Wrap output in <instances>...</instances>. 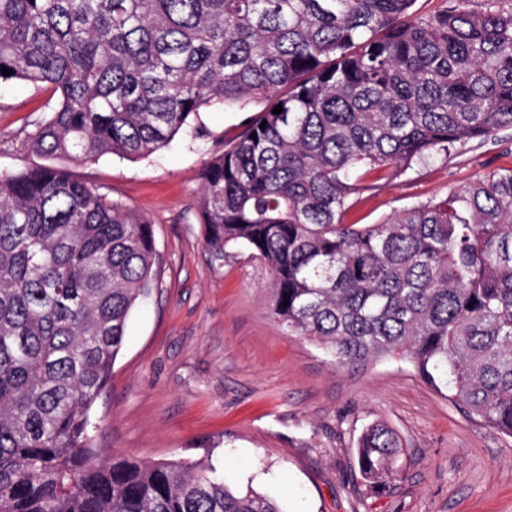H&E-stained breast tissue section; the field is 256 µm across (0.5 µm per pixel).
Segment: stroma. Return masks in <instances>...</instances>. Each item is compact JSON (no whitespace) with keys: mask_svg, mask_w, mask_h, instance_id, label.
<instances>
[{"mask_svg":"<svg viewBox=\"0 0 512 512\" xmlns=\"http://www.w3.org/2000/svg\"><path fill=\"white\" fill-rule=\"evenodd\" d=\"M56 103L51 91L0 84V172L42 164L21 142ZM243 118L214 107L147 158L65 163L150 219L159 259L92 410L95 448L105 458L208 462L233 489L274 497L284 512H512L511 436L466 416L409 361L336 363L272 318L268 273L251 250L213 256L198 219L201 173ZM509 168L512 128H504L379 180L345 221L372 224ZM375 422L403 446L399 475L379 495L367 490L356 455Z\"/></svg>","mask_w":512,"mask_h":512,"instance_id":"obj_1","label":"stroma"}]
</instances>
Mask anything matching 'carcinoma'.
<instances>
[{
	"instance_id": "obj_1",
	"label": "carcinoma",
	"mask_w": 512,
	"mask_h": 512,
	"mask_svg": "<svg viewBox=\"0 0 512 512\" xmlns=\"http://www.w3.org/2000/svg\"><path fill=\"white\" fill-rule=\"evenodd\" d=\"M471 2L0 0V83L59 95L22 141L50 164L0 173V512H283L203 462L93 448L156 242L51 161L146 158L216 106L258 110L203 168L214 256L253 250L273 318L337 362L404 357L512 436V169L345 223L367 181L512 127V2ZM401 452L388 425L365 430L370 490Z\"/></svg>"
}]
</instances>
